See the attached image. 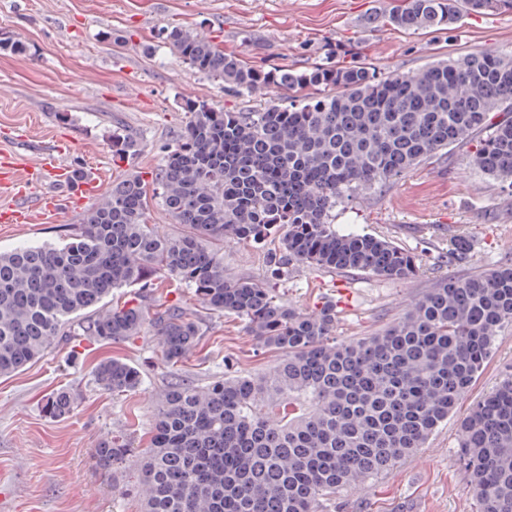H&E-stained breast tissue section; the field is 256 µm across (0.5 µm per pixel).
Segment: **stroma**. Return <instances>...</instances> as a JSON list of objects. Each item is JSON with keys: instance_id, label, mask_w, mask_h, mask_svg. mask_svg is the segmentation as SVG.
Returning <instances> with one entry per match:
<instances>
[{"instance_id": "1", "label": "stroma", "mask_w": 512, "mask_h": 512, "mask_svg": "<svg viewBox=\"0 0 512 512\" xmlns=\"http://www.w3.org/2000/svg\"><path fill=\"white\" fill-rule=\"evenodd\" d=\"M393 0H0V38L18 37L27 52L0 50V156L18 168L36 164L58 139L71 142L70 165L97 172L104 188L125 175L151 178L190 114L187 102L223 108L275 103L274 95L240 98L223 83L193 73L158 33L180 24L196 29L249 64L307 70L359 59L377 72L413 73L426 63L478 50L512 51V9L463 16L453 29L408 33L374 22ZM119 42L103 38V31ZM137 142L125 161L113 156V130ZM469 147L415 167L376 195L336 210L339 231L373 234L410 250L415 276L387 280L362 272L297 267L275 276L266 257L277 240L230 242L224 273L273 281L284 301L304 311L336 305V336L370 335L397 320L434 281L465 277L512 260V187L472 168ZM82 211L54 224H1L0 251L21 245H64ZM142 297L148 308L179 306L204 334L182 363L165 362L151 328L104 342L65 336L24 370L0 377V512H141L137 464L112 477L98 474L92 452L108 434L124 436L136 455L151 446L153 402L170 383L197 386L229 375L266 374L283 359L260 348L243 321L205 310L190 289L161 274L148 294L114 290L123 304ZM117 358L138 367L139 389L115 395L92 371ZM512 374V327L501 329L490 360L448 420L424 448L386 475L337 490L318 512H480L457 461L459 424L469 408ZM78 393L62 419L41 406L53 391Z\"/></svg>"}]
</instances>
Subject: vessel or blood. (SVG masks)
<instances>
[{
    "label": "vessel or blood",
    "mask_w": 512,
    "mask_h": 512,
    "mask_svg": "<svg viewBox=\"0 0 512 512\" xmlns=\"http://www.w3.org/2000/svg\"><path fill=\"white\" fill-rule=\"evenodd\" d=\"M60 149L47 152L41 162L40 170L50 180L66 189L68 201L65 206L76 209L88 200L98 196L102 186L96 178L88 177L81 182H73L69 168L61 158ZM0 185L12 188L13 202L8 207L0 209V222L4 224H34L50 221L63 206L50 196L36 195L28 192L19 184L14 163L11 157L0 158Z\"/></svg>",
    "instance_id": "b4317fda"
}]
</instances>
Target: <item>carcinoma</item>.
Returning <instances> with one entry per match:
<instances>
[{
    "label": "carcinoma",
    "mask_w": 512,
    "mask_h": 512,
    "mask_svg": "<svg viewBox=\"0 0 512 512\" xmlns=\"http://www.w3.org/2000/svg\"><path fill=\"white\" fill-rule=\"evenodd\" d=\"M503 8L512 0H400L374 19L415 32ZM162 38L193 72L241 96L288 90L286 104L190 105L152 187L125 176L66 244L0 252V376L41 358L62 336L119 341L147 324L164 360L181 362L202 336L194 317L106 305L113 290L150 288L162 271L204 309L243 320L260 347L284 358L266 377L175 383L160 394L152 448L140 461L143 512H316L336 490L392 470L456 408L495 336L512 325V263L440 279L396 323L339 343L336 305L303 312L269 283L229 278L216 246L261 241L281 227L270 257L279 275L309 266L411 278L414 253L375 235L339 232L336 208L473 138V169L512 185V54L481 50L412 74H378L360 60L266 71L181 25L166 27ZM306 88L316 94L300 95ZM494 112L508 117L494 122ZM111 147L123 158L137 152L118 131ZM150 190L185 232L164 235L146 223ZM80 314L86 320L77 323ZM93 374L114 394L142 384L140 371L119 359L98 363ZM74 404L70 391L59 390L42 410L64 418ZM457 455L481 512H512V374L462 419ZM132 456L125 439L109 435L93 451L106 477Z\"/></svg>",
    "instance_id": "cac0c4a2"
}]
</instances>
